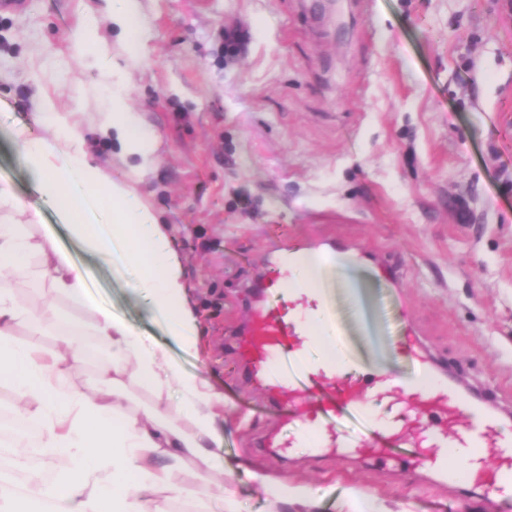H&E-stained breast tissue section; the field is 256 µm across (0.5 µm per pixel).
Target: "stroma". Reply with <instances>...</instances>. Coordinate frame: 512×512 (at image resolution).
Instances as JSON below:
<instances>
[{"instance_id":"1","label":"stroma","mask_w":512,"mask_h":512,"mask_svg":"<svg viewBox=\"0 0 512 512\" xmlns=\"http://www.w3.org/2000/svg\"><path fill=\"white\" fill-rule=\"evenodd\" d=\"M342 26L317 0H141L145 35L127 68L134 112L157 136L158 163L137 184L172 237L198 320V351L170 336L112 266L87 253L33 193L8 137L37 136V92L72 113L107 176L126 167L98 133L105 100L72 35L103 0H28L0 11V182L88 273L87 294L162 345L224 396V481L166 512H269L264 475L305 488L291 512H512L494 499L417 474L354 460L280 456L272 432L296 439L300 421L277 408L241 368V331L255 285L281 243L363 244L352 267L370 285L365 326L400 343L414 328L426 354L465 388H485L512 412V0H340ZM243 45L224 51L227 30Z\"/></svg>"}]
</instances>
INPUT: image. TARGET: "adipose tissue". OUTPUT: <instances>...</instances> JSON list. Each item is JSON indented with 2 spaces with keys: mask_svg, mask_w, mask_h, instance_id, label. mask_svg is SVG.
Instances as JSON below:
<instances>
[{
  "mask_svg": "<svg viewBox=\"0 0 512 512\" xmlns=\"http://www.w3.org/2000/svg\"><path fill=\"white\" fill-rule=\"evenodd\" d=\"M88 15L75 44L107 85L105 136L116 142L129 175L115 180L87 155L69 113L42 96L40 124L50 138L24 126L12 139L31 189L58 214L72 236L116 271L136 269L133 285L147 308L159 312L183 350L196 351L197 319L170 237L137 190V178L157 162L155 135L132 112L125 91L126 62L136 59L143 28L140 0H105ZM115 25L123 59L98 42L101 22ZM39 212L0 220V392L20 404L23 420L43 459L62 455L66 468L46 476L19 462L22 482L0 479V512H164L163 499L194 496L200 485L224 471V397L203 379L181 371L162 346L142 336L111 309L90 305L86 272L49 236L35 237ZM41 269L35 290L64 301V308L35 310L15 299L14 280L26 275L32 257ZM91 320H84L83 312ZM40 333L58 330L62 345L43 348L16 340L17 326ZM96 359L98 377L77 387L73 375ZM149 388L157 400L178 390L175 405L130 413L123 403L127 382Z\"/></svg>",
  "mask_w": 512,
  "mask_h": 512,
  "instance_id": "1",
  "label": "adipose tissue"
}]
</instances>
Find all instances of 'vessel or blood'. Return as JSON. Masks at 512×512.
I'll return each instance as SVG.
<instances>
[{
	"instance_id": "1",
	"label": "vessel or blood",
	"mask_w": 512,
	"mask_h": 512,
	"mask_svg": "<svg viewBox=\"0 0 512 512\" xmlns=\"http://www.w3.org/2000/svg\"><path fill=\"white\" fill-rule=\"evenodd\" d=\"M303 249V244L289 242L287 258L271 262L256 289L258 304L248 327L235 341L236 359L249 380L270 400L287 399L290 416L307 428L298 447L317 458L364 455L386 463L413 435L416 448L404 460L408 469H432L449 484L466 483L488 494L511 491L512 433L501 430L500 415L486 394L438 378V365L417 348L412 329L399 344L411 361L412 376L398 386L380 366L370 380H362L366 351L336 320L337 298H345L356 310L363 303L360 293L339 288L333 278L316 288L299 286L295 255ZM313 324L322 351L317 358L300 342ZM347 370L354 372V379L337 385V374ZM366 392L395 401L405 419H372L361 402ZM345 417L364 423V432L337 430V420Z\"/></svg>"
}]
</instances>
